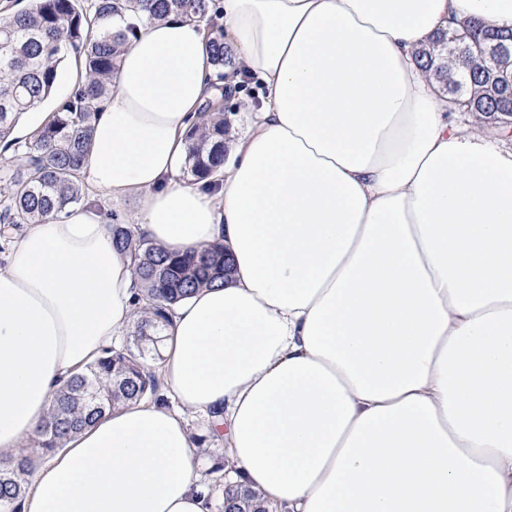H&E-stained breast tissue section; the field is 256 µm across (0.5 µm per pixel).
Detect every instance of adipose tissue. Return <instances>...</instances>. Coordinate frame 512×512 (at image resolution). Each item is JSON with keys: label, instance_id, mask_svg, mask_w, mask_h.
Masks as SVG:
<instances>
[{"label": "adipose tissue", "instance_id": "adipose-tissue-1", "mask_svg": "<svg viewBox=\"0 0 512 512\" xmlns=\"http://www.w3.org/2000/svg\"><path fill=\"white\" fill-rule=\"evenodd\" d=\"M512 0H219L141 24L82 175L166 251L223 244L224 284L174 305L159 370L177 402L73 433L21 512H211L208 417L227 481L281 512H512V143L447 111L416 51ZM260 87L259 100L242 86ZM222 174L183 184L189 130L225 96ZM95 209L25 225L0 260V458L32 446L74 375L141 307ZM208 24H209L208 25L209 32H210V34H212V32L216 31L215 24H213L211 21ZM218 27L219 28H218L216 35L214 36L212 34V36H214L213 40H212V43H213L212 50H213V57H214L213 59H214L216 68H218L219 70L220 69L224 70V66L232 67L234 65L233 53L230 48H228L227 46H224V29L220 25ZM218 69H216V75L219 71Z\"/></svg>", "mask_w": 512, "mask_h": 512}]
</instances>
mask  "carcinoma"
<instances>
[{"mask_svg":"<svg viewBox=\"0 0 512 512\" xmlns=\"http://www.w3.org/2000/svg\"><path fill=\"white\" fill-rule=\"evenodd\" d=\"M138 0H39L36 9H4L0 19V143H9L16 118L36 108L53 92L66 56L76 51L83 76L71 96L50 113L24 144L27 164L7 179L9 204L0 210V233L23 224L45 223L82 196L81 171L99 105L112 94V78L121 46L137 26L112 31V19L124 16ZM148 20L172 12L198 18L215 13V0H146ZM441 36L416 54L417 63L441 83L448 111L468 112L498 131L512 116V82L494 66L497 44L512 45V32L479 20H452ZM216 68L234 65L224 46V29L212 40ZM187 159L198 178H209L224 165V118L198 126L188 135ZM112 245L129 252L136 278L147 289L130 341L111 347L77 375L45 419L39 449L47 457L62 448L73 432L116 406L142 399L164 400L156 368L168 322L167 307L201 286L224 283V246L172 254L156 247L130 224L112 225ZM35 461L0 460V512H20L19 481L33 474ZM220 512H269L249 490L223 484Z\"/></svg>","mask_w":512,"mask_h":512,"instance_id":"obj_1","label":"carcinoma"}]
</instances>
